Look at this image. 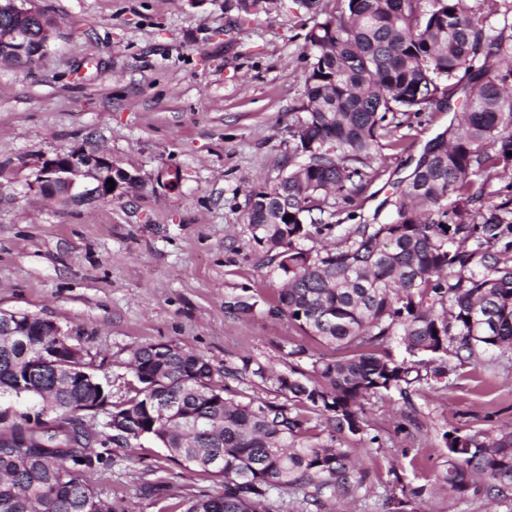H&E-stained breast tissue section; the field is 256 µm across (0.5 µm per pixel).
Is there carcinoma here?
<instances>
[{
  "label": "carcinoma",
  "instance_id": "1",
  "mask_svg": "<svg viewBox=\"0 0 512 512\" xmlns=\"http://www.w3.org/2000/svg\"><path fill=\"white\" fill-rule=\"evenodd\" d=\"M321 20L305 34L311 51L304 116L288 170L248 197L251 239L283 279L270 313L286 316L335 352L276 374L252 358L215 368L181 345L150 343L133 353L138 387L114 404L67 379L50 351L58 337L31 321L29 336L0 333V396L36 399L37 419L0 407V512H100L102 493L77 468L104 461L88 451L106 442L86 414L112 417V434L142 437L172 458L224 483V492L187 500L182 512H271L272 497H353L369 472L341 443H308L299 406L319 412L338 433L362 436L364 403L448 372L479 351L512 348V42L487 29L465 0H296ZM469 100L446 137L426 145L398 186L385 223L363 221L320 249L300 242L331 231L328 197L352 205L380 139L411 118ZM494 178L505 185L489 192ZM500 197L502 201H494ZM293 216L286 221L284 217ZM228 310L258 306L238 295ZM397 341L403 355L388 347ZM271 384L283 401L235 400L223 375ZM438 480L460 498L512 500V429L444 432Z\"/></svg>",
  "mask_w": 512,
  "mask_h": 512
}]
</instances>
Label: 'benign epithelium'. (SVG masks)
<instances>
[{"label": "benign epithelium", "instance_id": "benign-epithelium-1", "mask_svg": "<svg viewBox=\"0 0 512 512\" xmlns=\"http://www.w3.org/2000/svg\"><path fill=\"white\" fill-rule=\"evenodd\" d=\"M1 16L12 18V23L0 37V63L14 60L28 65L45 53L53 38L54 23L44 11L5 0L0 3ZM109 179L117 189L140 182L138 176L115 166L107 156L75 149L44 160L36 184L42 194L62 202H87L112 196ZM42 330L58 337L55 353L73 350L65 339L68 332L56 321L46 320Z\"/></svg>", "mask_w": 512, "mask_h": 512}]
</instances>
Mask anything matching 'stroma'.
Listing matches in <instances>:
<instances>
[{
    "label": "stroma",
    "mask_w": 512,
    "mask_h": 512,
    "mask_svg": "<svg viewBox=\"0 0 512 512\" xmlns=\"http://www.w3.org/2000/svg\"><path fill=\"white\" fill-rule=\"evenodd\" d=\"M56 24L49 52L27 66L0 65V309L30 312L68 329L110 401L131 397L135 349L172 342L236 368L248 356L277 372L325 348L268 313L281 277L264 264L246 224L249 192L273 187L293 153L302 115L312 15L295 0H35ZM464 108L427 112L382 146L356 214L389 219L384 201L426 144ZM76 148L109 155L138 174L136 190L64 204L40 194L44 159ZM255 296L254 317L226 307ZM103 415L88 425L111 458L82 479L133 512H178L218 495L221 481L183 469L149 439L112 441ZM512 428V350L473 357L447 376L365 406L366 440L344 448L370 472L368 491L327 498L324 512H382L401 490L425 486L414 512H512L511 502L460 499L433 483L446 456L443 432ZM168 487L165 503L143 484Z\"/></svg>",
    "instance_id": "obj_1"
}]
</instances>
